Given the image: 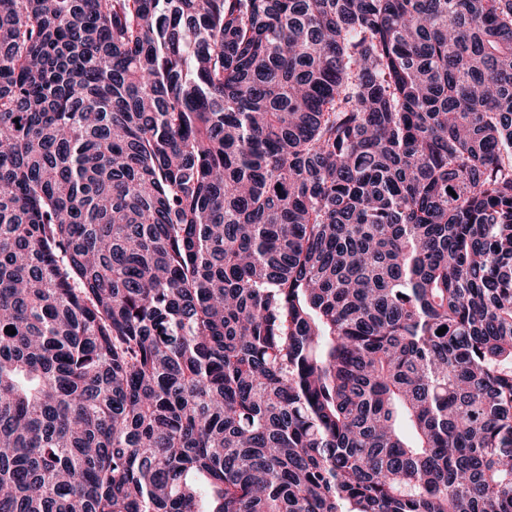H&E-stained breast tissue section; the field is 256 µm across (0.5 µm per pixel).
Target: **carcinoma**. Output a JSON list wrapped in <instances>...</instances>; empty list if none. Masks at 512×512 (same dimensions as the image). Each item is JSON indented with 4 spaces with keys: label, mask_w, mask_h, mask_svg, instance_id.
<instances>
[{
    "label": "carcinoma",
    "mask_w": 512,
    "mask_h": 512,
    "mask_svg": "<svg viewBox=\"0 0 512 512\" xmlns=\"http://www.w3.org/2000/svg\"><path fill=\"white\" fill-rule=\"evenodd\" d=\"M0 512H512V0H0Z\"/></svg>",
    "instance_id": "cac0c4a2"
}]
</instances>
